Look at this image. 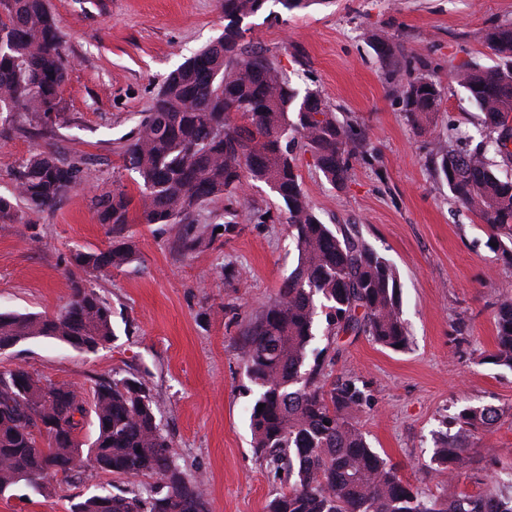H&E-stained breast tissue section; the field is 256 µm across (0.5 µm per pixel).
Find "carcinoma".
Listing matches in <instances>:
<instances>
[{"label":"carcinoma","mask_w":512,"mask_h":512,"mask_svg":"<svg viewBox=\"0 0 512 512\" xmlns=\"http://www.w3.org/2000/svg\"><path fill=\"white\" fill-rule=\"evenodd\" d=\"M268 0H222L224 31L173 70L122 147L140 179V206L120 188L95 203L109 246L73 255L71 299L64 312H0V346L37 338L95 351L112 342V311L85 275L121 269L135 256L129 225L179 224V248L196 252L216 225L201 224V204L227 201L250 182H261L283 201L297 264L276 296L246 325L241 358L257 397L249 408L252 443L284 488L268 512H512V480L492 477L476 493L426 497L382 457L354 420L367 400L364 386L328 370V348L315 346L324 321L327 341L369 336L383 347L408 349L399 284L392 265L356 234L321 222L303 192L297 150L312 155L324 177L342 187L351 160L371 156L355 125L341 123L316 90L300 91L263 51L249 45L248 19ZM499 59L494 67L471 62L456 73L467 97L484 114L489 135L475 147L438 144L431 162L452 197L479 216L512 261V179L500 177L489 155L512 160V21L484 33ZM388 66L401 57L389 36L376 40ZM67 72L61 21L47 0H0V119L23 111L47 126L61 108ZM444 95L433 75L407 81L402 108L416 127L430 124ZM81 179L76 164L42 151L18 173L17 192L0 195V223L25 224L26 212L56 206ZM491 363L512 370V297L500 299ZM263 409H258V405ZM97 432L78 439L89 413ZM495 405L466 407L454 418L455 434L435 437L430 472L437 477L473 471L476 454L467 435L499 421ZM127 478L151 475L155 489L115 487L70 505V512H208L201 481L189 477L161 431L146 381L113 376L97 381L92 399L72 383L54 382L17 366L0 372V494L22 483L37 494L49 480L69 481L87 463Z\"/></svg>","instance_id":"obj_1"}]
</instances>
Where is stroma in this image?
<instances>
[{"mask_svg":"<svg viewBox=\"0 0 512 512\" xmlns=\"http://www.w3.org/2000/svg\"><path fill=\"white\" fill-rule=\"evenodd\" d=\"M62 20L67 79L53 131L42 135L16 115L0 135V194L14 193L22 165L52 150L82 178L57 206L26 223H0V311L58 314L70 301L76 252L107 248L92 199L120 185L139 201V177L121 147L166 76L224 29L221 0H49ZM251 18L249 40L299 89L319 91L338 119L358 126L374 158L352 161L345 187L331 185L310 154L297 156L302 188L320 220L361 237L396 270L407 350L368 336H341L329 352L333 376L359 380L367 402L356 419L373 448L424 494L477 493L475 477L431 476L433 438L463 407L498 405L501 421L476 433L480 474L512 471V371L489 363L501 294H512V263L477 216L456 202L430 163L435 142L477 144L484 116L454 76L476 61L496 65L483 34L512 20V0H319L274 21ZM403 51L388 71L374 35ZM432 73L444 98L433 125L407 121L401 93L410 75ZM283 203L263 183L239 194L237 224L181 255L173 224L131 227V264L90 276L112 309L115 337L93 353L54 339L0 352V371L23 366L55 382L91 390L112 375L144 376L161 427L185 472L204 484L208 512H266L281 484L251 444L256 397L240 357L248 320L273 298L296 265ZM270 211L267 223L254 209ZM93 469L48 494L16 485L0 512H69L72 502L125 485Z\"/></svg>","mask_w":512,"mask_h":512,"instance_id":"obj_1","label":"stroma"}]
</instances>
